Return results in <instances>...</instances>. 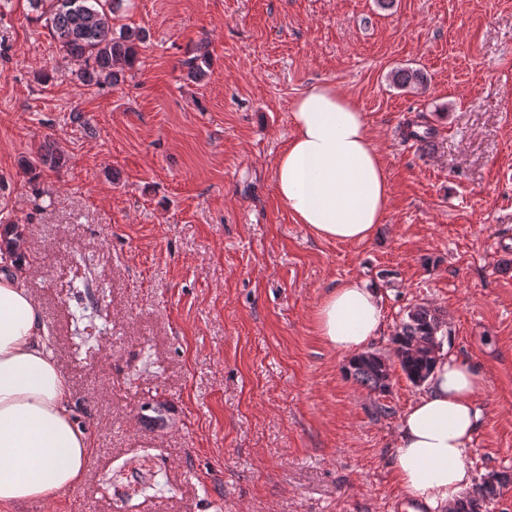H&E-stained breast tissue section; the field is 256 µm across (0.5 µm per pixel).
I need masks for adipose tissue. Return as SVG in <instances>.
<instances>
[{
  "label": "adipose tissue",
  "mask_w": 512,
  "mask_h": 512,
  "mask_svg": "<svg viewBox=\"0 0 512 512\" xmlns=\"http://www.w3.org/2000/svg\"><path fill=\"white\" fill-rule=\"evenodd\" d=\"M293 135L273 180L296 223L319 238L362 242L382 223L390 187L382 153L356 101L318 83L293 103ZM33 267L0 273V506L54 499L86 478L91 453L74 417L70 383L50 347L28 286ZM376 286L349 279L315 310L320 336L334 349H361L382 326ZM481 369L439 357L426 391L403 413L394 473L402 495L424 512H451L473 474L466 464L482 418L475 397Z\"/></svg>",
  "instance_id": "obj_1"
}]
</instances>
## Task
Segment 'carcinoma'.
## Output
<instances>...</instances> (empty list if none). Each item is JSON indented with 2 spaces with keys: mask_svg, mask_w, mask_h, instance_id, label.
Listing matches in <instances>:
<instances>
[{
  "mask_svg": "<svg viewBox=\"0 0 512 512\" xmlns=\"http://www.w3.org/2000/svg\"><path fill=\"white\" fill-rule=\"evenodd\" d=\"M31 8L41 11L50 36L66 54L84 61L80 78L86 82L102 79L118 83L125 71L139 62L140 44L146 33L122 29L115 31L112 15L126 0H29ZM394 85L407 88L424 85L421 72L400 68L392 72ZM6 253L14 259L26 258L24 228L13 225V237L6 242ZM445 327L444 314L438 307L418 305L407 313L392 337L395 357L407 379L420 385L426 382L441 350ZM349 373L362 385L384 392L389 387L391 364L382 355L365 352L349 361ZM512 484V476L503 473L477 485L461 497V512H488L489 504Z\"/></svg>",
  "mask_w": 512,
  "mask_h": 512,
  "instance_id": "cac0c4a2",
  "label": "carcinoma"
}]
</instances>
